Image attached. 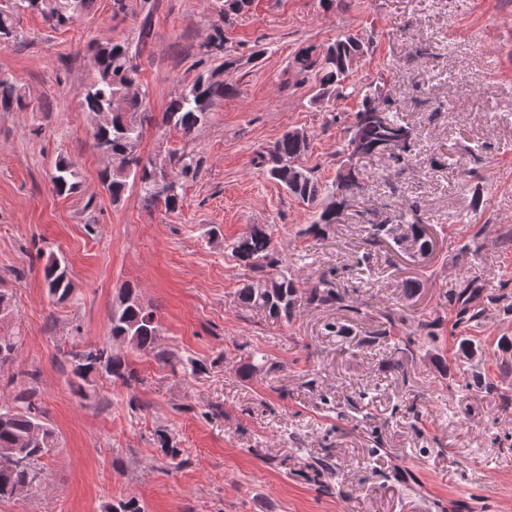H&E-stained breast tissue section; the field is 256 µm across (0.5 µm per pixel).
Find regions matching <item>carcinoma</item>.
I'll use <instances>...</instances> for the list:
<instances>
[{
	"instance_id": "carcinoma-1",
	"label": "carcinoma",
	"mask_w": 512,
	"mask_h": 512,
	"mask_svg": "<svg viewBox=\"0 0 512 512\" xmlns=\"http://www.w3.org/2000/svg\"><path fill=\"white\" fill-rule=\"evenodd\" d=\"M90 0H0V45L15 37L16 19L23 11H36L53 26H66L89 7ZM252 0H224L220 12L221 22L212 26L203 51L202 70L193 83L172 97L163 112L162 123L189 137L204 126L217 104L236 94V87L224 80V72L238 67V60L224 55V25L247 11ZM151 0H140L144 13L137 38L133 40L107 39L98 43L93 52V76L79 93L82 110L89 113L94 124L92 148L105 156L109 167L104 172L103 184L112 203L124 200L129 185L138 186L140 201L147 208L162 206L168 212L180 208L183 201V180L194 177L200 169V158L192 153H175L171 156L175 175L168 178L155 169L148 158L138 152L143 133L141 112L145 105L146 91L137 81L138 70L134 64L137 53L144 48L150 35ZM369 45L354 36L336 40L321 51L308 46L294 57L296 73L311 80L315 88L311 102L329 103L348 96L347 79L354 69V60L368 51ZM383 103L378 86L371 83L360 88V103L354 115V138L375 149L386 138H396L406 133V141L388 154L393 163L403 168L410 162L412 143L417 139L415 129L399 119L387 118L384 127L368 122L364 115L374 104ZM27 104L16 81L0 73V110L23 109ZM309 148V136L301 129L285 132L271 149L257 155L258 164L265 167L269 178L283 186L292 197L317 208V217L305 233L318 237L325 228L334 224L342 214L344 195L360 186L359 173L354 167L340 165L343 173L336 174V188L325 193L314 171L305 167L301 159ZM78 172L71 161L60 160L55 164L50 181L55 192L70 194L76 190ZM412 213L407 224L408 235L414 242H421L423 220L416 205L408 206ZM391 234L386 224L369 223L366 227V251L357 260L359 266L370 267L373 249L380 246L383 236ZM231 256L240 265L256 274L238 290V298L245 306L259 308L272 319L291 321L298 308L297 289L293 278L282 267V259L271 234L254 227L242 234L229 246ZM44 287L49 295L63 302L72 295L73 283L68 266L58 258H50L43 267ZM476 281L465 277L459 288L450 294V301L457 308L458 320L479 324L486 316L487 306L476 301ZM309 302L319 305H336L353 314H361V307L349 296L348 291L335 281L332 274H322L311 289ZM385 328L375 339L390 342L397 353L422 350L436 340L432 333L392 338L390 328L403 320L393 309L379 314ZM110 338L130 346L136 351L148 352L158 346L160 322L154 310L146 308L130 288L118 296V304L110 315ZM22 343L16 332L0 333V368L13 362ZM457 355L465 363L482 359V352L474 340H458ZM71 373L85 383L92 378L121 380L126 384L139 382L129 367L125 356L112 351L109 343L92 347H73L68 352ZM158 362L171 368L181 366L183 371L195 374L200 364L183 361L164 350L156 354ZM162 456L175 461L182 450L173 444L164 430L155 433ZM57 444V435L50 426L42 402L36 398L35 389L23 390L14 397L0 396V502L17 501L32 490L36 471L48 476L42 458ZM309 468L320 480L321 487L330 489L328 480L333 478V465L326 459L314 458Z\"/></svg>"
}]
</instances>
